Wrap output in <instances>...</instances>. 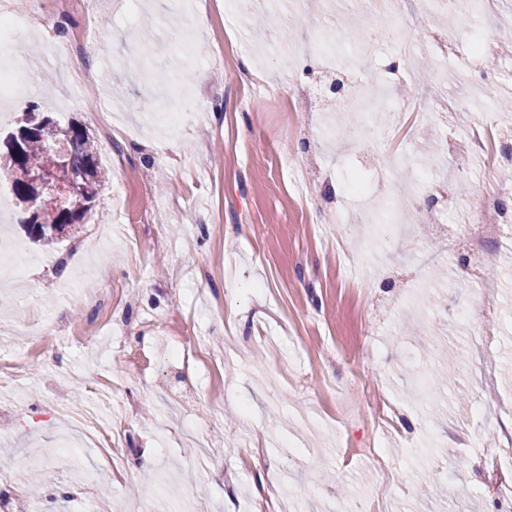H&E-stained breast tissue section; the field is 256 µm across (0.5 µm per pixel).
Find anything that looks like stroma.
Instances as JSON below:
<instances>
[{
	"label": "stroma",
	"instance_id": "stroma-1",
	"mask_svg": "<svg viewBox=\"0 0 512 512\" xmlns=\"http://www.w3.org/2000/svg\"><path fill=\"white\" fill-rule=\"evenodd\" d=\"M369 8L254 0L258 32L231 0H110L48 13L10 46L16 64L37 62L34 102L86 126L109 178L76 237L54 248L31 242L19 202L0 223L26 262L25 286L0 294L12 325L0 364L28 356L22 379L0 384V512L34 468L51 475L40 512H251L261 486L273 512H431L427 485L442 512H512L487 479L490 459L512 464L500 430L512 425V229L488 245L500 269L491 295L451 267L439 233L408 223L432 203L467 211L497 179L474 164L459 192L446 144L474 125L512 130V110L493 106L512 99V80L487 85L492 59L467 50L474 34L512 30V0L448 25L402 0L373 33ZM104 68L108 121L72 79ZM330 68L392 91L361 133H343L347 113L289 106ZM451 98L457 111L388 142L398 109ZM168 109L183 112L178 128L152 126ZM299 160L314 195L294 180ZM193 346L202 355L183 363ZM449 349L459 372L445 387ZM219 352L221 365L209 359ZM419 375L436 386L417 392ZM76 381L101 418L131 410L127 484L110 483L60 414Z\"/></svg>",
	"mask_w": 512,
	"mask_h": 512
}]
</instances>
